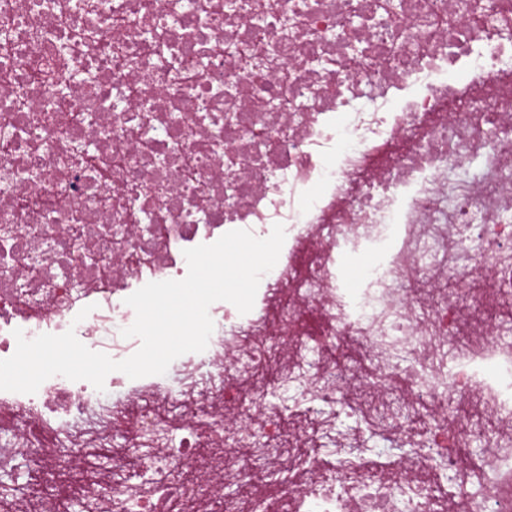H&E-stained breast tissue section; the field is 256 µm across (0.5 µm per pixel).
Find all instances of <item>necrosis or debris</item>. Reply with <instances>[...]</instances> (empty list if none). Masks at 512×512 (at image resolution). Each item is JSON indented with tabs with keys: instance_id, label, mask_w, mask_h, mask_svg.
<instances>
[{
	"instance_id": "obj_1",
	"label": "necrosis or debris",
	"mask_w": 512,
	"mask_h": 512,
	"mask_svg": "<svg viewBox=\"0 0 512 512\" xmlns=\"http://www.w3.org/2000/svg\"><path fill=\"white\" fill-rule=\"evenodd\" d=\"M0 134V359L17 329L126 359L184 249L286 233L171 376L0 391V473L37 479L0 512H512V0H0ZM332 412L398 456L300 465Z\"/></svg>"
}]
</instances>
